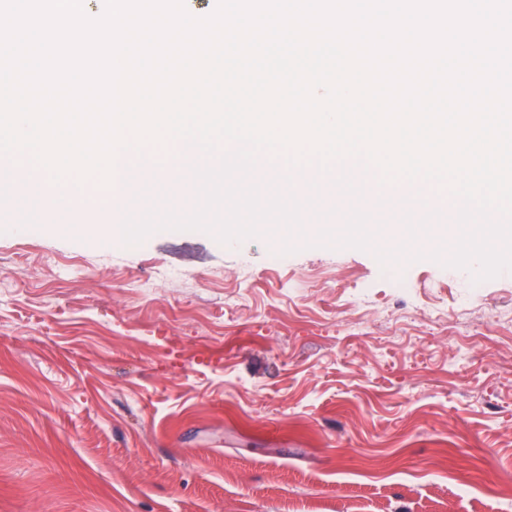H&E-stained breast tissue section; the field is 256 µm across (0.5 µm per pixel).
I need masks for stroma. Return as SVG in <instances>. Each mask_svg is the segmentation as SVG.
Masks as SVG:
<instances>
[{
    "instance_id": "obj_1",
    "label": "stroma",
    "mask_w": 512,
    "mask_h": 512,
    "mask_svg": "<svg viewBox=\"0 0 512 512\" xmlns=\"http://www.w3.org/2000/svg\"><path fill=\"white\" fill-rule=\"evenodd\" d=\"M54 216L0 223V512H512V272Z\"/></svg>"
}]
</instances>
